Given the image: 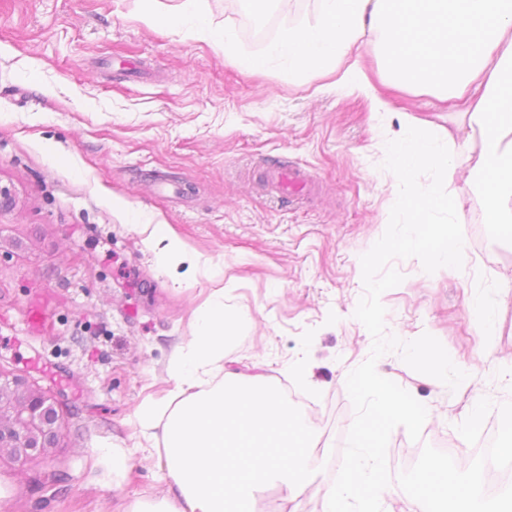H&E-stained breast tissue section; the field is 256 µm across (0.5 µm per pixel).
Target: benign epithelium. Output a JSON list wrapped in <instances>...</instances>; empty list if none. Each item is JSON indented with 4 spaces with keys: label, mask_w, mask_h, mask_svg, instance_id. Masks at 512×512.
<instances>
[{
    "label": "benign epithelium",
    "mask_w": 512,
    "mask_h": 512,
    "mask_svg": "<svg viewBox=\"0 0 512 512\" xmlns=\"http://www.w3.org/2000/svg\"><path fill=\"white\" fill-rule=\"evenodd\" d=\"M52 395L0 373V456L20 463L52 447L60 416Z\"/></svg>",
    "instance_id": "1"
}]
</instances>
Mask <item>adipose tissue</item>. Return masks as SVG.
Here are the masks:
<instances>
[{
    "label": "adipose tissue",
    "instance_id": "obj_1",
    "mask_svg": "<svg viewBox=\"0 0 512 512\" xmlns=\"http://www.w3.org/2000/svg\"><path fill=\"white\" fill-rule=\"evenodd\" d=\"M314 22L284 26L260 57L239 51L232 34L217 45L247 70L279 62L300 82L335 75L337 89L366 98L372 113L396 112L393 98L425 90L462 115L448 136L432 123L401 113L391 142L395 171L410 179L430 167L453 180V151L464 153L468 177L485 204L486 223L512 236V0H320ZM377 51L368 67L365 46ZM413 226L403 248L426 266L461 256L462 205L439 186L394 197ZM224 293L215 291L193 314L191 336L170 359L172 388L141 404L142 438L163 465L159 500L138 498L124 512H256V495L282 487L298 500L314 480L318 432L300 409L261 374L225 373ZM453 463H428L419 491L450 503L451 512H512V494L489 503L480 478L449 480Z\"/></svg>",
    "mask_w": 512,
    "mask_h": 512
}]
</instances>
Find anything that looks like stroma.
I'll use <instances>...</instances> for the list:
<instances>
[{"mask_svg":"<svg viewBox=\"0 0 512 512\" xmlns=\"http://www.w3.org/2000/svg\"><path fill=\"white\" fill-rule=\"evenodd\" d=\"M319 0H201L204 28H150L141 0H0V372L57 398L61 423L48 457L0 458V512H120L158 499L165 472L145 459L135 412L172 386L171 353L194 311L225 289L234 325L229 371L261 373L305 398L319 429L323 475L300 502L321 512L355 411L342 382L369 356L372 337L354 312L364 293L361 257L383 235L393 196L410 181L388 149L396 117L312 76L249 75L216 47L229 31L259 55L284 23L314 19ZM295 166L312 184L295 199L268 173ZM469 222L462 269L426 273L394 260L403 282L381 296L387 333H428L468 375L457 389L383 355L378 373L429 408L420 441L389 439L386 512H430L415 486L432 458L465 460L483 424L512 401L500 366L512 361V241L483 223L466 172L453 185ZM162 224L194 258L164 263L134 220ZM494 308L497 334L477 326L474 304ZM47 320L33 328L27 309ZM498 353L484 356L486 342ZM301 363L306 380L289 376ZM51 367L65 378L41 375ZM488 406L471 420L475 398ZM139 463L112 474L105 445ZM55 471L53 486L44 475Z\"/></svg>","mask_w":512,"mask_h":512,"instance_id":"35a3bbf8","label":"stroma"}]
</instances>
